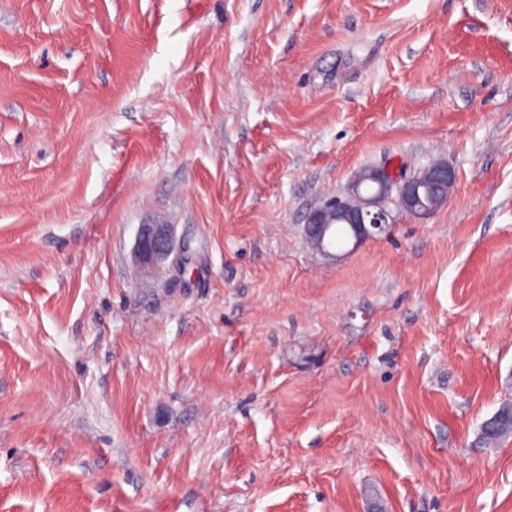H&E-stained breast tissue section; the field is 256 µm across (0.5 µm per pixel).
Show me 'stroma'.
<instances>
[{"label": "stroma", "instance_id": "obj_1", "mask_svg": "<svg viewBox=\"0 0 512 512\" xmlns=\"http://www.w3.org/2000/svg\"><path fill=\"white\" fill-rule=\"evenodd\" d=\"M508 401L512 0H0V512H512ZM371 184V190L365 184ZM456 182L455 171L447 162H436L412 176L393 173L389 168H365L348 188L344 198H330L311 210L303 233L311 248L325 256L339 258L331 251L338 228H343L346 244L353 248L381 236L393 223L390 205L418 218L445 205ZM336 223V224H335ZM133 254L136 264L147 274L165 267L175 272L184 270V251L176 252L169 224H140Z\"/></svg>", "mask_w": 512, "mask_h": 512}]
</instances>
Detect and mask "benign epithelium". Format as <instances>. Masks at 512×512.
<instances>
[{
    "mask_svg": "<svg viewBox=\"0 0 512 512\" xmlns=\"http://www.w3.org/2000/svg\"><path fill=\"white\" fill-rule=\"evenodd\" d=\"M455 182V171L446 162L433 163L412 176L395 174L388 168H365L345 197L330 198L308 213L304 237L314 251L338 258L340 254L332 252V238L338 228H343L346 242L356 248L386 232L393 223L391 206L426 217L435 212L436 205L447 203ZM133 254L147 274L165 267L184 270L185 257L176 252L168 224L139 225Z\"/></svg>",
    "mask_w": 512,
    "mask_h": 512,
    "instance_id": "7a95c632",
    "label": "benign epithelium"
}]
</instances>
